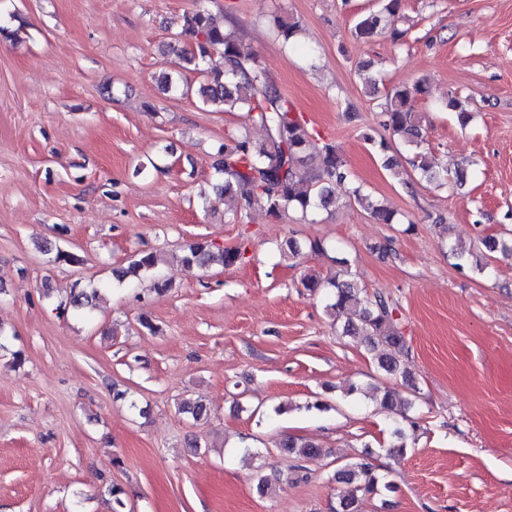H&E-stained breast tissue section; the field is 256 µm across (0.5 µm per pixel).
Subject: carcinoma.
<instances>
[{"label":"carcinoma","mask_w":512,"mask_h":512,"mask_svg":"<svg viewBox=\"0 0 512 512\" xmlns=\"http://www.w3.org/2000/svg\"><path fill=\"white\" fill-rule=\"evenodd\" d=\"M399 11L400 0H381L377 9L357 18L352 33L357 38L386 33L397 42L404 34L397 26ZM274 24L277 35L286 44L299 31L298 23L278 16L274 17ZM183 33L191 40V46L180 50L181 59L206 77L197 90L199 103L221 112L244 108L249 120L264 131L261 142L251 141L246 134H231L213 155L212 168L223 177L217 192L233 201L240 221H245L257 208L274 216L293 211L305 220L316 210L335 202L334 186L346 185L347 200L358 203L374 220L381 224L398 223L395 211L374 202L363 186L353 180L346 161L334 145L326 144L320 151H312L314 136L306 121L270 84L260 59L240 50L234 32L202 9L185 17ZM426 92V85L421 81L393 89L381 105L379 125L390 132L393 141L414 148L410 164L421 177L440 186L452 183L461 187L468 178V165L457 168L450 178L435 170L429 159L418 118L411 108V101ZM443 107L456 113L461 124L468 121L469 110L455 93H448ZM478 244L489 252L512 257V239L481 236ZM244 255L245 249L240 246L219 248L200 240L188 244L181 263L189 270L211 263L230 267L242 261ZM159 263L157 254L143 253L128 267L113 270L112 275L121 283L131 274H151ZM339 264L342 269L329 277H306L303 287L310 292L328 294L332 299L329 309L335 316L350 313L340 335L362 337L374 354L378 370L409 377L410 373L401 368L409 347L396 315L395 302L382 292L366 294V289L346 269L347 261L341 259ZM379 405L406 419L413 402L399 400L387 391ZM279 448L297 461L320 453L315 443L292 436L282 438ZM335 480L342 489L334 512H362L365 498L379 493L374 466L365 459L344 464L335 473Z\"/></svg>","instance_id":"1"}]
</instances>
